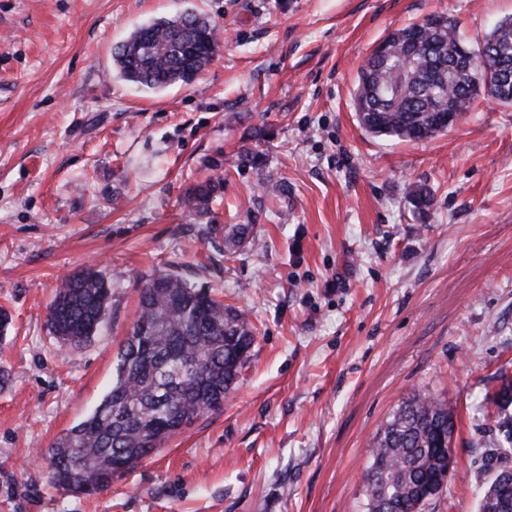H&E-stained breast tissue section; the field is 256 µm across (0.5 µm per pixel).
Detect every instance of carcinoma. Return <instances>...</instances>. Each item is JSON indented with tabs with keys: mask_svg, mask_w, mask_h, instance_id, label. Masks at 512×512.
Instances as JSON below:
<instances>
[{
	"mask_svg": "<svg viewBox=\"0 0 512 512\" xmlns=\"http://www.w3.org/2000/svg\"><path fill=\"white\" fill-rule=\"evenodd\" d=\"M384 53L372 52L361 67L354 92L360 126L375 136L417 141L448 131V114L459 118L485 93L512 106V18L485 37L478 52L466 54L457 24L432 15L388 33ZM221 32L195 12L160 19L135 30L114 49L119 75L148 90L195 81L220 51ZM491 49L501 67L484 68L481 51ZM220 185L208 180L188 189L185 207L209 208ZM408 195L415 209L432 206L431 192L418 187ZM111 285L93 269L68 275L48 309L49 332L80 348L106 319ZM139 314L121 344L111 390L92 413L53 444L48 462L54 483L92 494L121 475L117 463L135 466L161 447L177 429L219 409L234 390L254 343L245 314L210 289L159 271L144 278ZM487 400L499 409V427L508 446L487 449L493 472L512 453V378ZM448 404L418 393L404 401L369 448L361 473L369 512H423L448 485L454 434ZM497 476L487 483L479 512H499Z\"/></svg>",
	"mask_w": 512,
	"mask_h": 512,
	"instance_id": "1",
	"label": "carcinoma"
}]
</instances>
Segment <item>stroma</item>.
<instances>
[{
	"mask_svg": "<svg viewBox=\"0 0 512 512\" xmlns=\"http://www.w3.org/2000/svg\"><path fill=\"white\" fill-rule=\"evenodd\" d=\"M187 10L222 32L195 81L121 78L114 47ZM434 14L475 49L512 0H0V512H368L369 444L416 393L455 422L454 475L425 512H478L485 395L512 377V107L478 99L418 142L366 133L353 107L375 46ZM209 179L208 213L186 211ZM89 266L112 299L74 349L48 306ZM159 270L243 310L250 357L221 409L72 494L45 456L111 389ZM221 181L215 184V181H205L189 188L184 195V205L192 212L202 213L209 208V203L217 189L221 187Z\"/></svg>",
	"mask_w": 512,
	"mask_h": 512,
	"instance_id": "35a3bbf8",
	"label": "stroma"
}]
</instances>
